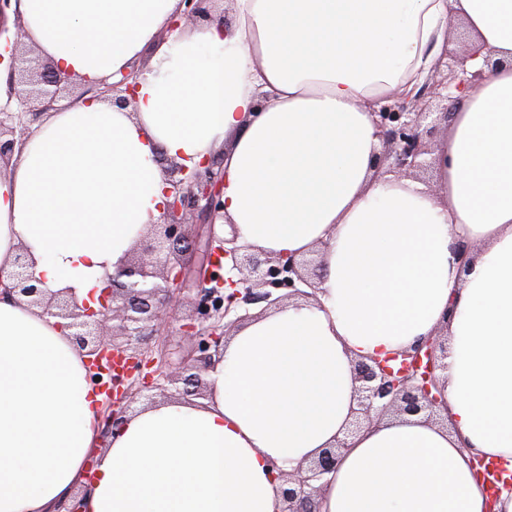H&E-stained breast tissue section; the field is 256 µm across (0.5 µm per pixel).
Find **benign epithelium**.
I'll use <instances>...</instances> for the list:
<instances>
[{
    "label": "benign epithelium",
    "instance_id": "7a95c632",
    "mask_svg": "<svg viewBox=\"0 0 512 512\" xmlns=\"http://www.w3.org/2000/svg\"><path fill=\"white\" fill-rule=\"evenodd\" d=\"M181 20L207 22L213 0H182ZM138 71L132 69L116 82H103L96 95L119 108L134 100ZM10 80L29 86L18 96L20 105L33 104L34 112H14L0 107V159L10 155L16 143L29 133V124L50 110L59 109L68 80L48 61L13 56ZM426 85L401 94L391 106L373 113L381 149L375 153L376 171L387 169L415 177L436 163L428 143L437 126L448 123L450 112L432 113L425 98ZM166 176L167 204L160 222L151 225L153 237L143 254L129 258L109 278L105 296L94 309L78 300L72 290L51 291L41 287L28 271L26 255L16 259L12 286L0 281V292L18 297L41 313L57 317L71 330L76 346L86 357L91 378L107 390L110 409L107 427L116 433L126 413L140 399L150 401L152 392L169 393L181 399L203 398L207 383L202 373L220 361L224 338L252 318L251 306L267 307L285 301L316 298V279L321 261L314 253L301 257L272 256L238 242L236 232L220 234L224 224V169L213 157L201 168L187 170L178 162L159 159ZM196 237L187 236L189 227ZM197 292L195 309L182 327L183 335L197 339V358H183L178 366L154 370L152 381L137 382L146 352L139 346L144 337L160 329L164 307ZM448 337L437 333L409 349L384 359L353 361L358 383L352 431L381 421L388 414L424 415L430 420H448L444 373L448 369ZM346 442L324 448L293 470L277 465L282 512H319L325 475L334 472Z\"/></svg>",
    "mask_w": 512,
    "mask_h": 512
}]
</instances>
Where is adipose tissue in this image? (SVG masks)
Wrapping results in <instances>:
<instances>
[{"mask_svg":"<svg viewBox=\"0 0 512 512\" xmlns=\"http://www.w3.org/2000/svg\"><path fill=\"white\" fill-rule=\"evenodd\" d=\"M13 8L20 40L85 86L154 55L128 108L84 95L16 147L0 276L23 252L44 287L98 307L166 206L157 155L194 170L220 152L240 242L321 248L322 278L315 302L225 342L205 399L145 407L100 453L82 352L57 318L0 299V512H48L91 458L87 512H281L270 464L291 470L342 439L320 512H486L472 456L512 470V0H234L231 26L193 29L182 0ZM453 18L483 79L459 91L436 187L375 173L374 112L424 83ZM448 310L447 425L402 416L349 433L353 360L410 347Z\"/></svg>","mask_w":512,"mask_h":512,"instance_id":"adipose-tissue-1","label":"adipose tissue"}]
</instances>
